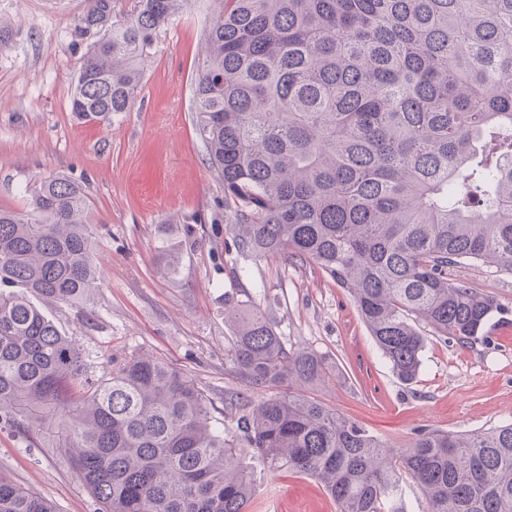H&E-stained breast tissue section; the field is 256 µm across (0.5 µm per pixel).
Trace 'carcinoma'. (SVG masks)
<instances>
[{
  "mask_svg": "<svg viewBox=\"0 0 512 512\" xmlns=\"http://www.w3.org/2000/svg\"><path fill=\"white\" fill-rule=\"evenodd\" d=\"M215 2L193 105L237 250L317 265L403 382L420 370L419 324L486 340L494 299L449 273L473 261L512 274V0ZM187 3L134 0L119 16L86 0L78 119L129 110L154 35ZM97 280L82 186L55 176L29 213L0 209V423L51 433L97 512H248L246 448L320 481L338 512H405L408 481L422 512H512V422L391 446L305 394L336 368L288 349L242 301H224L235 430L150 354L92 379L76 337L27 294L85 303ZM0 512L56 510L0 473Z\"/></svg>",
  "mask_w": 512,
  "mask_h": 512,
  "instance_id": "obj_1",
  "label": "carcinoma"
}]
</instances>
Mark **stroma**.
<instances>
[{"mask_svg":"<svg viewBox=\"0 0 512 512\" xmlns=\"http://www.w3.org/2000/svg\"><path fill=\"white\" fill-rule=\"evenodd\" d=\"M84 8L85 0H0V208L28 212L37 183L56 175L84 188L101 280L90 303L41 309L79 340L95 376L108 359L152 354L205 389L223 420L224 393L239 386L224 322L232 298L267 313L287 347L324 354L336 378L314 396L383 441L404 448L421 427L476 432L512 420V274L471 262L454 268V281L498 305L488 338L467 347L427 336L417 379L401 382L354 300L326 273L233 245L224 185L193 120L213 0H191L158 30L132 107L107 126L78 121L71 109L87 48L73 20ZM167 249L176 266L163 259ZM251 466L260 512H336L317 480L270 474L257 457ZM0 472L57 512H96L65 455L1 425Z\"/></svg>","mask_w":512,"mask_h":512,"instance_id":"obj_1","label":"stroma"}]
</instances>
